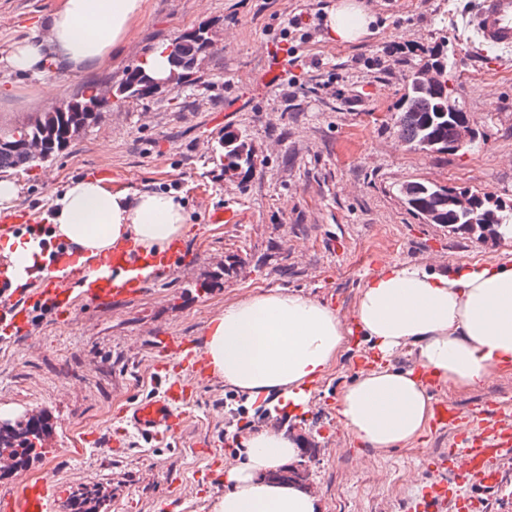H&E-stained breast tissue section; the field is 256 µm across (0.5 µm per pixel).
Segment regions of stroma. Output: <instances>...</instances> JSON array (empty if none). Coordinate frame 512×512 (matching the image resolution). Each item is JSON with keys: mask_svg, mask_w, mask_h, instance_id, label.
<instances>
[{"mask_svg": "<svg viewBox=\"0 0 512 512\" xmlns=\"http://www.w3.org/2000/svg\"><path fill=\"white\" fill-rule=\"evenodd\" d=\"M56 0H0V128L32 122L90 89L119 83L146 52L183 30L209 28L215 47L192 81L151 99L113 103L105 118L66 149L16 172L14 210L41 223L51 198L72 179L92 175L138 192L181 194L195 227L192 256L155 288L121 304L76 297L71 316L49 315L33 335L0 345V416L36 409L53 432L26 478L47 482L52 512L83 487L112 492L109 512H210L223 487L212 476L234 447L229 423L256 420L243 394L222 380L196 384L183 427L145 443L125 409L154 391L152 340L198 339L226 303L270 288L316 298L350 316L361 285L385 259L444 268L512 257V240L454 234L412 215L402 184L428 180L512 203V60L488 62L468 43L463 16L476 0H356L377 19L356 41L330 40L337 0H147L131 38L100 68L21 77L7 64L19 42L43 35ZM447 42L460 64L454 86L475 117L479 147L425 153L405 147L394 115L420 54L389 47ZM294 49L289 61L275 57ZM277 65L278 81L259 75ZM56 83L42 91L44 79ZM245 135L250 172L224 176L225 132ZM231 207L233 226L207 213ZM361 337L349 342L312 392L309 409L268 418L302 439L321 512H416L422 488L447 474L446 432L429 429L414 444L375 456L351 442L336 398L367 369ZM460 411L491 410L512 398V371L485 387L437 386ZM122 436L125 450L113 452Z\"/></svg>", "mask_w": 512, "mask_h": 512, "instance_id": "1", "label": "stroma"}]
</instances>
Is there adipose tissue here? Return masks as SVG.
Returning <instances> with one entry per match:
<instances>
[{
    "label": "adipose tissue",
    "mask_w": 512,
    "mask_h": 512,
    "mask_svg": "<svg viewBox=\"0 0 512 512\" xmlns=\"http://www.w3.org/2000/svg\"><path fill=\"white\" fill-rule=\"evenodd\" d=\"M144 8L145 0H57L45 36L15 45L8 65L33 75L50 62L73 74L102 64L127 40ZM327 20L340 42L356 40L373 22L353 0H338ZM48 220L54 237L73 245L82 263L128 240L146 251L163 250L192 229L181 196H134L98 177L71 180L52 199ZM351 335L362 336L378 364L340 392V422L376 455L409 446L432 417L419 372L448 389L472 391L512 368V258L445 271L378 262L349 324L315 298L279 288L259 291L208 319L202 353L211 374L250 404L296 413L307 411L314 385ZM404 349L414 353L416 369L393 365ZM299 450V439L282 429L238 436L224 464V493L211 512H319L309 491L270 478Z\"/></svg>",
    "instance_id": "obj_1"
}]
</instances>
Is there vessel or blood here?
Returning <instances> with one entry per match:
<instances>
[{"mask_svg":"<svg viewBox=\"0 0 512 512\" xmlns=\"http://www.w3.org/2000/svg\"><path fill=\"white\" fill-rule=\"evenodd\" d=\"M466 26L471 42L483 53L499 60L512 55V0H478ZM183 255L176 242L151 252L127 244L96 259L91 274L78 276L71 269L70 255L57 248L51 254L55 273L41 281L37 297L59 312L69 311L76 290L100 306L136 298L153 288ZM10 266V259L0 255V333L7 337L32 331L29 304L16 298L14 279L6 274ZM156 352L158 357L176 362L181 373H156L157 394L137 402L126 416L127 423L147 442L163 439L176 428L175 412L188 403L195 381L205 370V359L191 339L160 337ZM434 416L440 430L453 431L462 470L454 487L426 494L422 512H443L448 505L454 512H468L474 504L503 492L501 471L505 462L512 460V405L499 404L487 414H466L439 399L434 403ZM0 512H50L46 483L22 484L15 495L0 500Z\"/></svg>","mask_w":512,"mask_h":512,"instance_id":"vessel-or-blood-1","label":"vessel or blood"}]
</instances>
